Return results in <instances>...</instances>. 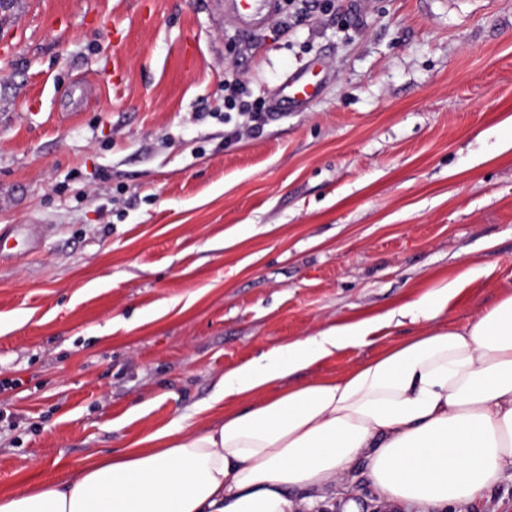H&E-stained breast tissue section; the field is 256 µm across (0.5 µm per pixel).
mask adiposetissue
I'll return each mask as SVG.
<instances>
[{"label": "adipose tissue", "instance_id": "ef3b65f1", "mask_svg": "<svg viewBox=\"0 0 512 512\" xmlns=\"http://www.w3.org/2000/svg\"><path fill=\"white\" fill-rule=\"evenodd\" d=\"M455 293L450 282L285 341L224 372L222 398L250 397L245 409L158 430L74 481L0 499V512H313L330 494L357 512L345 486L357 472L394 512L478 501L512 471V292L465 325L436 327ZM404 321L427 328L342 376L270 392Z\"/></svg>", "mask_w": 512, "mask_h": 512}]
</instances>
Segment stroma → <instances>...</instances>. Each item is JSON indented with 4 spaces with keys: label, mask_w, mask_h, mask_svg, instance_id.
Returning <instances> with one entry per match:
<instances>
[{
    "label": "stroma",
    "mask_w": 512,
    "mask_h": 512,
    "mask_svg": "<svg viewBox=\"0 0 512 512\" xmlns=\"http://www.w3.org/2000/svg\"><path fill=\"white\" fill-rule=\"evenodd\" d=\"M318 97L277 103L286 76ZM265 102L230 140L224 81ZM0 496L215 399L224 371L459 278L512 291V0H7L0 7ZM380 329L291 376L418 335Z\"/></svg>",
    "instance_id": "obj_1"
}]
</instances>
